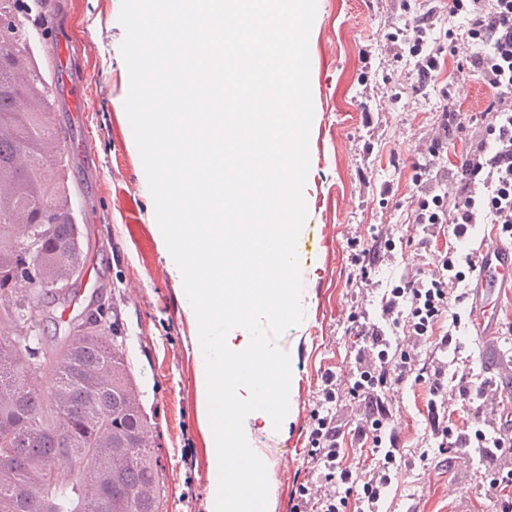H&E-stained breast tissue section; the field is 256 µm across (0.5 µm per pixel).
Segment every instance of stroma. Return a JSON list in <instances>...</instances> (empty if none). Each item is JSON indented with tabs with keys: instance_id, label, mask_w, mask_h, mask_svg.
<instances>
[{
	"instance_id": "stroma-1",
	"label": "stroma",
	"mask_w": 512,
	"mask_h": 512,
	"mask_svg": "<svg viewBox=\"0 0 512 512\" xmlns=\"http://www.w3.org/2000/svg\"><path fill=\"white\" fill-rule=\"evenodd\" d=\"M317 0L308 38L314 118L309 172L302 188L306 223L325 245L300 270L303 318L278 343L290 359L291 408L279 428L251 422V445L278 446L267 459V512H292L300 492L316 494L308 450L322 378L354 380L356 328L381 321V298L402 275L429 271L449 237L411 223L412 179L431 158L446 101L479 116L484 88L459 61L469 44L451 38L460 18L442 16L428 39L444 65L438 89H415L410 55L395 57L391 35L403 26L402 2ZM121 0H65L59 26L66 46L26 56L49 86L59 136L84 145L68 155L72 218L80 230L82 274L70 306L46 305L44 336L99 304L116 303L143 407L157 424L155 446L166 486L165 512H208L211 453L196 409L193 327L157 244V221L143 163L125 110L128 70L121 52ZM368 269L372 285L360 283ZM496 335L462 336L457 369L512 378V293L494 299ZM406 455L398 461L381 512H495L490 477L477 461L444 458L428 435L429 397L407 379L388 393Z\"/></svg>"
}]
</instances>
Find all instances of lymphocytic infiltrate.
Wrapping results in <instances>:
<instances>
[{
	"instance_id": "1",
	"label": "lymphocytic infiltrate",
	"mask_w": 512,
	"mask_h": 512,
	"mask_svg": "<svg viewBox=\"0 0 512 512\" xmlns=\"http://www.w3.org/2000/svg\"><path fill=\"white\" fill-rule=\"evenodd\" d=\"M449 16L463 17L461 38L479 45L465 65L466 72L488 89L492 98L483 112L487 119L484 133L461 164L460 188L451 202L429 196L425 186H417L413 221L431 227L434 233L452 231L456 242L467 238L475 224L487 221L499 225L512 236V0H448ZM439 20L433 10L413 16L404 31L411 34L410 51L419 87H426L439 76L436 53L424 52V38ZM457 249L449 247L435 269L408 279L382 297L386 327L358 332L354 343L358 377L348 394L364 402L369 410L364 425L355 427L353 436L360 445H371L373 452L384 455L381 465L369 471L359 499L360 512H379V502L392 483L390 467L401 454L397 439L388 426L392 415L385 401L388 390L409 376L427 383L431 396H439L446 384H454L465 410L474 413L477 423L464 428L433 421L429 434L439 451L471 448L479 455L484 470L491 476V486L512 485V435L503 436L499 423L482 419L483 409L497 399V386L488 381H474L470 374L450 372L448 363L436 365L411 362L407 355L389 354L392 339L387 329H403L415 340H429L442 315H450L451 332L440 340L441 347L454 341L453 329L461 325L456 305L463 295H451L449 287L462 277L456 259ZM323 397L329 409L317 418L311 432L309 456L318 467V476L337 486L353 482V473L343 467L341 440L345 436L334 409L336 383L324 380Z\"/></svg>"
}]
</instances>
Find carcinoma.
I'll return each instance as SVG.
<instances>
[{"label":"carcinoma","instance_id":"1","mask_svg":"<svg viewBox=\"0 0 512 512\" xmlns=\"http://www.w3.org/2000/svg\"><path fill=\"white\" fill-rule=\"evenodd\" d=\"M15 42L27 45L31 31L16 0ZM16 87L0 92V114L19 109ZM15 226L0 223V298L23 286L28 300H66L44 281L60 260L57 249L71 245L74 224H51L39 252ZM108 308L93 316L107 318ZM112 338L93 331L70 333L59 344L22 332L7 317L0 327V512H39V500L56 512H82L103 497L101 470L112 471V501L103 512H163L165 484L153 433L155 426L138 402L136 384L117 313ZM101 449L100 457L77 476L61 471L71 461L60 448Z\"/></svg>","mask_w":512,"mask_h":512}]
</instances>
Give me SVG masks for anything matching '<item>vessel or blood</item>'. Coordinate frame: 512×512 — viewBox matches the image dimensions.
<instances>
[{
	"label": "vessel or blood",
	"mask_w": 512,
	"mask_h": 512,
	"mask_svg": "<svg viewBox=\"0 0 512 512\" xmlns=\"http://www.w3.org/2000/svg\"><path fill=\"white\" fill-rule=\"evenodd\" d=\"M474 297L469 307V323L483 336L496 332L490 299L499 288L512 285V240L498 237L484 242L471 271Z\"/></svg>",
	"instance_id": "b4317fda"
}]
</instances>
